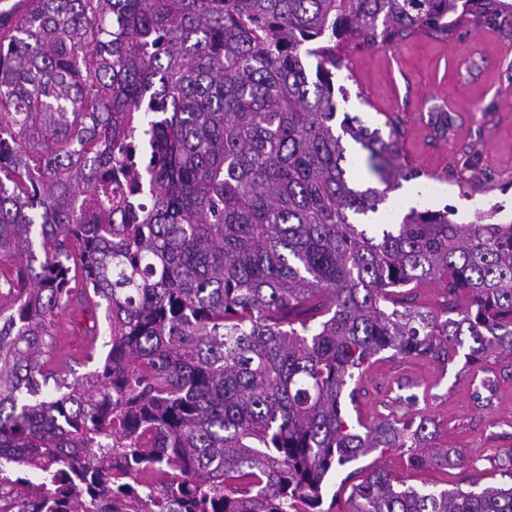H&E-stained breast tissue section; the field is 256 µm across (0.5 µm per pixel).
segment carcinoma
<instances>
[{
    "label": "carcinoma",
    "instance_id": "obj_1",
    "mask_svg": "<svg viewBox=\"0 0 512 512\" xmlns=\"http://www.w3.org/2000/svg\"><path fill=\"white\" fill-rule=\"evenodd\" d=\"M33 2L0 14V460L42 472L13 479L32 512H322L328 473L374 451L448 467L431 418L353 420L343 392L384 351L445 364L466 346L491 401L512 224L366 221L424 172L399 113L385 133L336 121L333 71L350 49L495 24L503 0ZM433 282L438 312L401 292ZM75 302L95 340L105 307L110 341L71 378L55 351ZM145 472L157 493L126 481ZM475 486L378 468L350 512H512V488Z\"/></svg>",
    "mask_w": 512,
    "mask_h": 512
}]
</instances>
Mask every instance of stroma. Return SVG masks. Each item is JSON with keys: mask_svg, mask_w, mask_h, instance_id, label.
Instances as JSON below:
<instances>
[{"mask_svg": "<svg viewBox=\"0 0 512 512\" xmlns=\"http://www.w3.org/2000/svg\"><path fill=\"white\" fill-rule=\"evenodd\" d=\"M346 93L336 99L337 113L382 127L388 112H402L408 135L405 151L423 176L414 180L422 206L455 211L458 223L497 208V219L512 221V26L458 28L442 40L418 35L387 49L352 50L334 77ZM453 119L448 138L438 139L428 125L431 107ZM492 177L490 189L461 194L442 174L464 160ZM499 380L491 403L475 401L480 372L463 358L447 366L433 361L375 357L362 377L354 378L350 417L373 421L390 414L411 419L417 413L434 422L433 444L463 452L467 466L442 470L409 469L405 455L373 452L331 471L326 479L324 512H348L353 484L383 468L419 490L440 491L481 485L512 487V359L491 358Z\"/></svg>", "mask_w": 512, "mask_h": 512, "instance_id": "35a3bbf8", "label": "stroma"}]
</instances>
